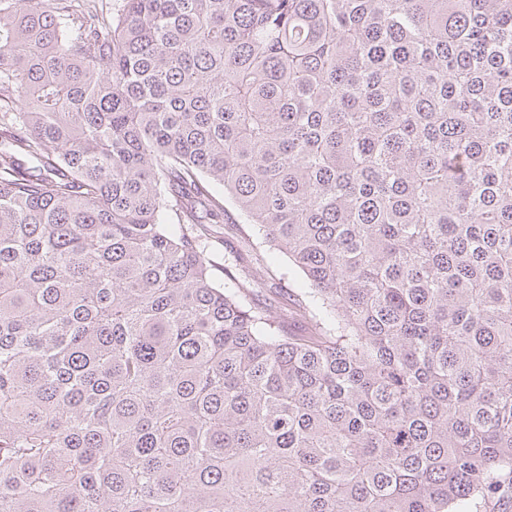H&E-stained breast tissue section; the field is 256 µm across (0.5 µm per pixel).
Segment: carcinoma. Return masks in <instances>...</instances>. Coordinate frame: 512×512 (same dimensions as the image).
Wrapping results in <instances>:
<instances>
[{"label": "carcinoma", "mask_w": 512, "mask_h": 512, "mask_svg": "<svg viewBox=\"0 0 512 512\" xmlns=\"http://www.w3.org/2000/svg\"><path fill=\"white\" fill-rule=\"evenodd\" d=\"M106 4L0 0V512H493L512 0ZM225 224H213L215 238L210 242L208 250L214 255L216 269L213 270L216 280L224 283V263L231 262L237 253L246 252L248 246L240 237L232 234L231 230ZM225 228V230H224ZM225 233V234H224ZM233 235V236H232ZM226 260V261H225ZM275 269L273 274L270 276L273 278L271 279L270 276L266 275L263 281V284L261 285V288L259 289V292L254 295L253 302L255 304H258L260 306H267L270 308V304L278 306L281 304H278L279 302H282L280 299V296L284 290V288H279L280 282H283L284 280H279L280 274H285L284 277L286 278L285 281H288L289 283L294 285V289L298 290V288L302 287L303 284V278L300 274L297 272H294L291 270L288 260L284 257L279 256L274 264ZM289 271V274H288ZM272 306L271 311L272 315H274L277 318H283L285 321H287L288 329L290 331H297L301 328L302 323L294 316L292 315L288 310V317L286 316V311L283 307H275Z\"/></svg>", "instance_id": "1"}]
</instances>
